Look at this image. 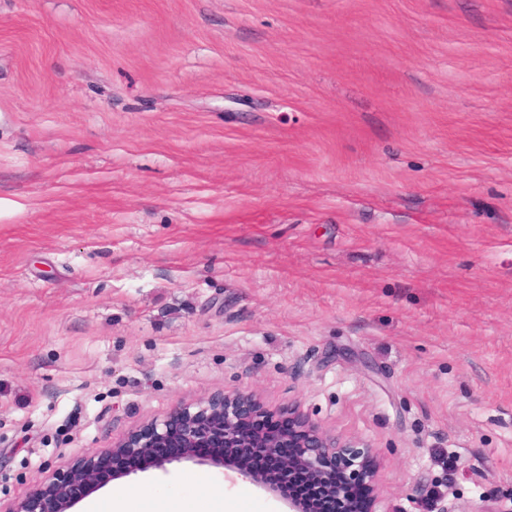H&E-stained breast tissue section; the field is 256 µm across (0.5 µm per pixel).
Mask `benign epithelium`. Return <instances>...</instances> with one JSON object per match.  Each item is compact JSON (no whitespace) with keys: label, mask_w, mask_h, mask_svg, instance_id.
Instances as JSON below:
<instances>
[{"label":"benign epithelium","mask_w":512,"mask_h":512,"mask_svg":"<svg viewBox=\"0 0 512 512\" xmlns=\"http://www.w3.org/2000/svg\"><path fill=\"white\" fill-rule=\"evenodd\" d=\"M264 413L266 408L253 394L240 391L179 405L161 423L79 462L9 512H72L81 493H93L116 479L181 461L221 468L230 483L248 481L274 496L276 491L240 452L252 441L248 421ZM290 420L292 431L260 437L267 453L279 459L284 475L302 469L315 480L328 483L340 472L344 483L336 488V497L343 502L357 485L373 482L369 448L344 442L305 416L295 415ZM203 443L221 448L223 453L201 455L197 448Z\"/></svg>","instance_id":"benign-epithelium-1"}]
</instances>
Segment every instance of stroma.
I'll return each instance as SVG.
<instances>
[{"label": "stroma", "instance_id": "stroma-1", "mask_svg": "<svg viewBox=\"0 0 512 512\" xmlns=\"http://www.w3.org/2000/svg\"><path fill=\"white\" fill-rule=\"evenodd\" d=\"M236 390L512 512V0H0V506Z\"/></svg>", "mask_w": 512, "mask_h": 512}]
</instances>
